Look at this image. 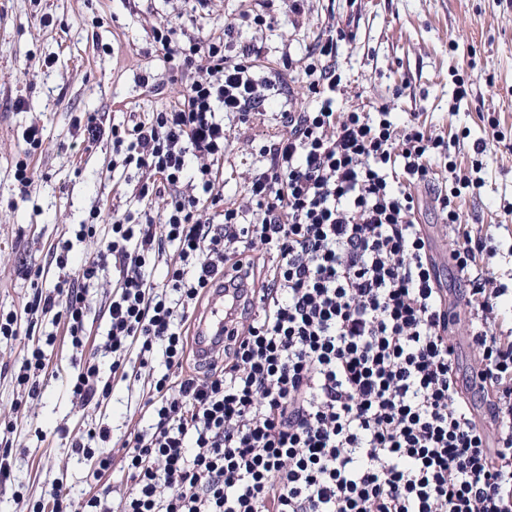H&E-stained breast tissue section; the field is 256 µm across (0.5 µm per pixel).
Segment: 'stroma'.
<instances>
[{
    "label": "stroma",
    "instance_id": "stroma-1",
    "mask_svg": "<svg viewBox=\"0 0 512 512\" xmlns=\"http://www.w3.org/2000/svg\"><path fill=\"white\" fill-rule=\"evenodd\" d=\"M281 0H0V311L18 312L29 335L0 341V437L10 446L11 479L0 483V512H21L24 502L44 499L52 484L74 497L107 491L120 499L134 486L120 467L95 477V464L71 448L72 438L102 426L111 448L124 436L147 428L145 403L152 369L139 368L128 353L120 374H112V355L104 347L108 306L118 277L105 273L85 290V345L74 349L64 321L25 316L32 295L27 267L42 268L44 285L59 274L53 251L71 241L72 265L93 258L110 233L114 211H136L133 187L145 181L137 169L112 167V142H92L78 130L87 116L105 127L123 128L169 109L182 99L186 81L171 77L162 54L150 52L153 28L166 24L184 33L221 37L225 24L245 12H270L273 27L251 29L243 44L259 48L257 64L282 73L283 86L246 124L226 119L228 145L219 182L226 203H242L249 177L260 165L259 150L288 129L284 110L298 111L311 99L298 72L282 68L284 56L302 62L327 28L351 26L354 41L339 48L342 89L339 111L387 105L397 120L418 114L431 132L452 143L461 172H469L474 139L485 136L487 113L512 128V0H305L299 27L280 20ZM464 73L471 88L456 100L453 72ZM156 76V83L141 79ZM42 130L43 146L25 156L23 134ZM28 159L34 182L21 198L16 164ZM485 185L467 198L460 221L496 233L512 226L503 211L512 202V152L491 148L484 158ZM432 183L419 186V215L435 239L444 287L458 290L448 262L445 238L433 198L448 172L443 159L431 162ZM100 211L97 234L76 239V225ZM53 336L45 348L47 374L38 397L30 398L15 381L34 337ZM96 357L111 392L101 406L74 400L67 381L80 360Z\"/></svg>",
    "mask_w": 512,
    "mask_h": 512
}]
</instances>
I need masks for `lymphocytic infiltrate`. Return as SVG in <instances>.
I'll return each instance as SVG.
<instances>
[{"label":"lymphocytic infiltrate","instance_id":"obj_1","mask_svg":"<svg viewBox=\"0 0 512 512\" xmlns=\"http://www.w3.org/2000/svg\"><path fill=\"white\" fill-rule=\"evenodd\" d=\"M266 23L242 16L219 40L155 28L152 47L173 73L192 76L178 105L122 130L86 119L88 140L111 137L122 168L149 172L135 190L142 209L113 213L110 235L76 269L61 245V275L34 287L27 311L64 320L82 347L83 290L116 270L112 366L134 345L140 367L159 354L166 371L153 384L148 429L122 443L129 494L112 506L103 494L74 500L58 484L51 510L31 512H512V328L500 319L512 242L497 246L459 221L465 192L483 179L434 199L467 285L460 313L415 191L431 182L433 155L451 158V144L418 119L397 125L383 105L337 111L336 55L353 33L329 29L301 68L314 106L284 113L288 133L263 146L245 204L224 206L223 117L248 120L280 80L258 73L240 44ZM164 188L157 219L152 199ZM207 206L217 221L200 218ZM169 244L177 259L157 285L145 269ZM228 269L242 274L250 302L223 360L189 372L187 313ZM461 335L480 364L481 411L457 373ZM70 390L88 406L110 384L88 361Z\"/></svg>","mask_w":512,"mask_h":512}]
</instances>
